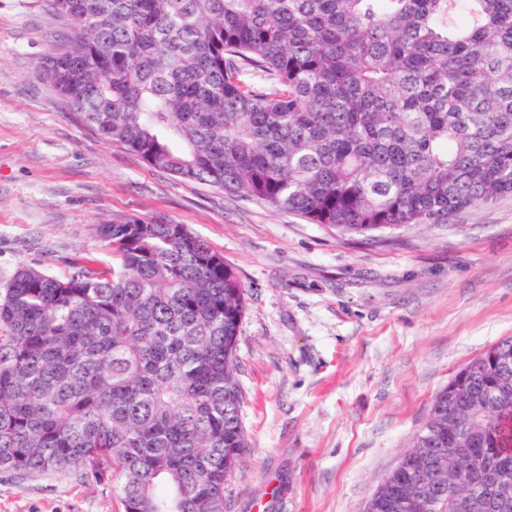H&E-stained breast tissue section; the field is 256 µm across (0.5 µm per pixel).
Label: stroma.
<instances>
[{
    "instance_id": "35a3bbf8",
    "label": "stroma",
    "mask_w": 512,
    "mask_h": 512,
    "mask_svg": "<svg viewBox=\"0 0 512 512\" xmlns=\"http://www.w3.org/2000/svg\"><path fill=\"white\" fill-rule=\"evenodd\" d=\"M49 0H0V289L21 265L109 260L97 225H188L247 290L237 336L250 447L225 512H363L434 395L512 337V197L382 240L174 179L82 125L43 62ZM0 512H124L71 473L0 474Z\"/></svg>"
}]
</instances>
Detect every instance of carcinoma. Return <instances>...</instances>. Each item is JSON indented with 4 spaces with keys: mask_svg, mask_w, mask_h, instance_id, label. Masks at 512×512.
<instances>
[{
    "mask_svg": "<svg viewBox=\"0 0 512 512\" xmlns=\"http://www.w3.org/2000/svg\"><path fill=\"white\" fill-rule=\"evenodd\" d=\"M45 71L81 122L179 180L343 236L444 224L512 195V0H51ZM107 264L0 290V473L111 484L125 512H224L248 439L246 289L185 224L97 227ZM508 338L460 370L366 512H512ZM496 398L479 416L474 391ZM455 457L443 479L415 459Z\"/></svg>",
    "mask_w": 512,
    "mask_h": 512,
    "instance_id": "cac0c4a2",
    "label": "carcinoma"
}]
</instances>
